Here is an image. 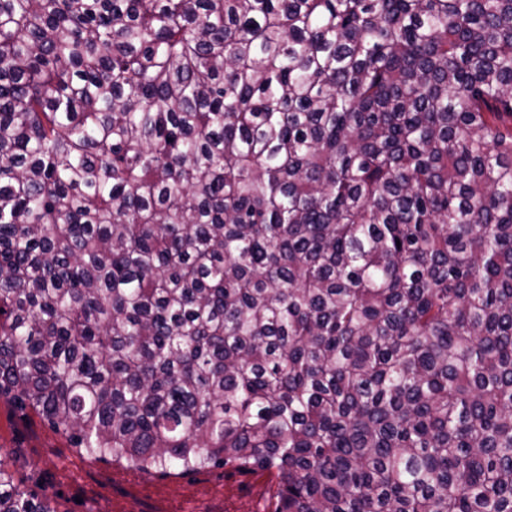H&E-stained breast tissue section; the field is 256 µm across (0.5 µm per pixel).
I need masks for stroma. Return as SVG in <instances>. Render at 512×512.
I'll use <instances>...</instances> for the list:
<instances>
[{
	"instance_id": "stroma-1",
	"label": "stroma",
	"mask_w": 512,
	"mask_h": 512,
	"mask_svg": "<svg viewBox=\"0 0 512 512\" xmlns=\"http://www.w3.org/2000/svg\"><path fill=\"white\" fill-rule=\"evenodd\" d=\"M0 460L56 512H273L274 479L206 467L160 476L81 456L34 413L0 397Z\"/></svg>"
}]
</instances>
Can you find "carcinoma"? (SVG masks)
<instances>
[{
	"mask_svg": "<svg viewBox=\"0 0 512 512\" xmlns=\"http://www.w3.org/2000/svg\"><path fill=\"white\" fill-rule=\"evenodd\" d=\"M3 395L273 512H512V0H0Z\"/></svg>",
	"mask_w": 512,
	"mask_h": 512,
	"instance_id": "obj_1",
	"label": "carcinoma"
}]
</instances>
